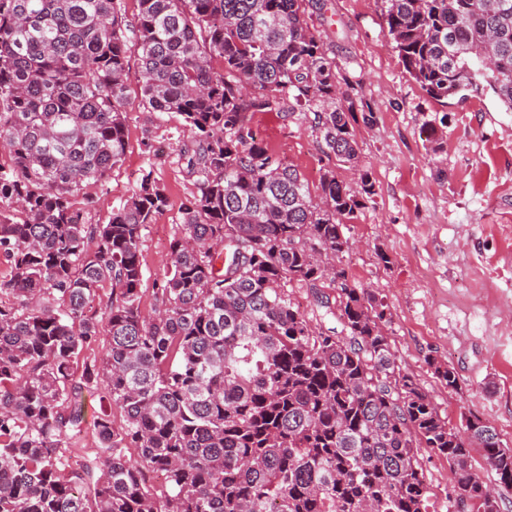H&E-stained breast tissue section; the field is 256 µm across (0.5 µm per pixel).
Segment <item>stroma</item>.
Returning a JSON list of instances; mask_svg holds the SVG:
<instances>
[{
  "instance_id": "obj_1",
  "label": "stroma",
  "mask_w": 512,
  "mask_h": 512,
  "mask_svg": "<svg viewBox=\"0 0 512 512\" xmlns=\"http://www.w3.org/2000/svg\"><path fill=\"white\" fill-rule=\"evenodd\" d=\"M383 0H310L323 48L336 63L351 96L366 103L368 121L354 126L360 164L353 167L323 153L308 119L257 112L250 127L284 162L294 165L318 192L325 171L354 187L361 171L375 182L372 201L346 224L351 248L342 266L349 284L368 289L386 306L383 325L402 369L419 382L450 428L469 416L492 426L512 448V112L492 94L449 99L428 97L405 72L386 32ZM141 68L128 61V147L105 185L83 193L93 201L92 222H106L129 194L146 164L164 185L169 203L143 232L141 305L156 306L170 243L196 179L180 155L191 134L177 114L143 120ZM443 125L441 143L431 126ZM155 156H148L146 146ZM452 369L448 388L436 365ZM87 422L68 446L74 456H95L93 421L100 412L114 426L123 411L103 389L84 395ZM434 512H456L454 470L430 449L418 452Z\"/></svg>"
}]
</instances>
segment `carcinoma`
I'll use <instances>...</instances> for the list:
<instances>
[{"label": "carcinoma", "instance_id": "cac0c4a2", "mask_svg": "<svg viewBox=\"0 0 512 512\" xmlns=\"http://www.w3.org/2000/svg\"><path fill=\"white\" fill-rule=\"evenodd\" d=\"M303 2L136 0L131 23L124 0H0V512H430L421 447L453 465L465 512H499L474 447L512 491V448L476 417L448 427L398 365L385 305L340 267L371 174L354 190L328 170L316 199L249 127L255 112L300 111L339 162L358 157L355 101ZM384 2L387 36L429 97L490 92L512 112V0ZM131 54L144 111L192 133L181 155L198 184L153 315L142 232L168 205L153 167L105 223L79 200L124 160ZM287 279L340 328L312 327ZM327 281L333 299L316 291ZM103 331L102 364L76 374ZM100 385L125 425L100 414L101 452L78 459L67 442ZM149 470L165 477L158 494Z\"/></svg>", "mask_w": 512, "mask_h": 512}]
</instances>
